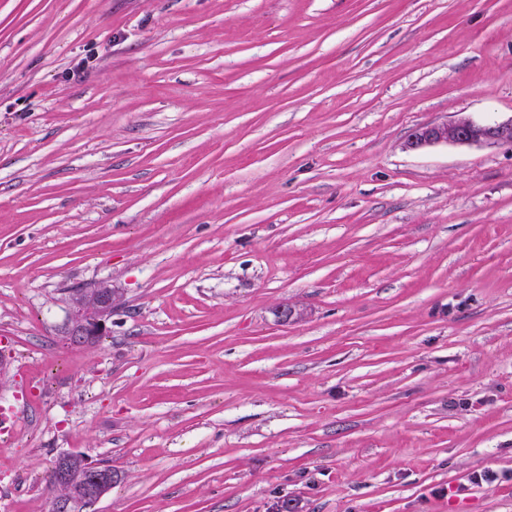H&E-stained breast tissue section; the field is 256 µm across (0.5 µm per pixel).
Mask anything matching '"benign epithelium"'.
Here are the masks:
<instances>
[{
  "label": "benign epithelium",
  "mask_w": 512,
  "mask_h": 512,
  "mask_svg": "<svg viewBox=\"0 0 512 512\" xmlns=\"http://www.w3.org/2000/svg\"><path fill=\"white\" fill-rule=\"evenodd\" d=\"M440 144L475 147L512 145V118L497 123H482L468 117L422 126L407 142L410 149ZM114 292L106 284L81 288L70 296L69 318L62 336L73 346L90 344L105 331V322L112 314ZM54 512H73L72 484L74 472L86 476L89 498L98 499L112 486V474L80 453L60 456L54 467Z\"/></svg>",
  "instance_id": "1"
}]
</instances>
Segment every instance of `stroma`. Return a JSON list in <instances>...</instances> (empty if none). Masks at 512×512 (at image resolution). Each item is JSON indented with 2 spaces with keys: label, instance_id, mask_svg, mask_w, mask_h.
I'll list each match as a JSON object with an SVG mask.
<instances>
[{
  "label": "stroma",
  "instance_id": "1",
  "mask_svg": "<svg viewBox=\"0 0 512 512\" xmlns=\"http://www.w3.org/2000/svg\"><path fill=\"white\" fill-rule=\"evenodd\" d=\"M464 115L512 0H0V512H512V145L405 147ZM69 300V318L62 328V336L73 346L94 342L105 331V322L112 314V288L106 284L81 288ZM30 400L17 405H0V442L1 446L7 443L13 435L20 430L24 422L25 406ZM86 476L88 497L97 500L112 486V474L98 464L91 462L87 456L80 453H67L60 456L55 464L48 487L52 490L53 472L55 471L53 492V510L55 512H72V484L74 469ZM51 508L50 512H54Z\"/></svg>",
  "mask_w": 512,
  "mask_h": 512
}]
</instances>
